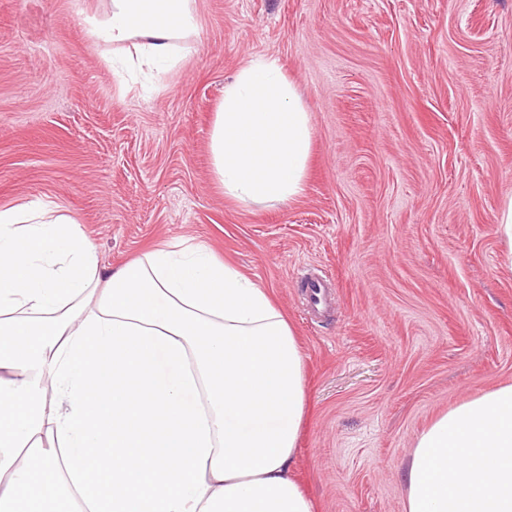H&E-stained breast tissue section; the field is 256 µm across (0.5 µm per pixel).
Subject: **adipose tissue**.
Returning a JSON list of instances; mask_svg holds the SVG:
<instances>
[{"label": "adipose tissue", "instance_id": "ef3b65f1", "mask_svg": "<svg viewBox=\"0 0 512 512\" xmlns=\"http://www.w3.org/2000/svg\"><path fill=\"white\" fill-rule=\"evenodd\" d=\"M97 41L177 66L190 0H108ZM311 115L278 60L246 61L211 126L226 197L306 190ZM306 362L271 294L200 243L104 268L72 216L0 207V512H314L291 474ZM404 512H512V384L417 435Z\"/></svg>", "mask_w": 512, "mask_h": 512}]
</instances>
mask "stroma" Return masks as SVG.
I'll return each instance as SVG.
<instances>
[{"label":"stroma","instance_id":"35a3bbf8","mask_svg":"<svg viewBox=\"0 0 512 512\" xmlns=\"http://www.w3.org/2000/svg\"><path fill=\"white\" fill-rule=\"evenodd\" d=\"M106 0H0V207L71 213L116 267L208 245L269 290L307 362L294 474L318 512H404L438 413L512 383V0H194L193 49L117 78L84 17ZM277 59L312 114L305 194L227 199L209 151L224 85ZM335 285L311 318L298 272ZM497 233L505 246L504 266L512 272V197H506L496 217Z\"/></svg>","mask_w":512,"mask_h":512}]
</instances>
